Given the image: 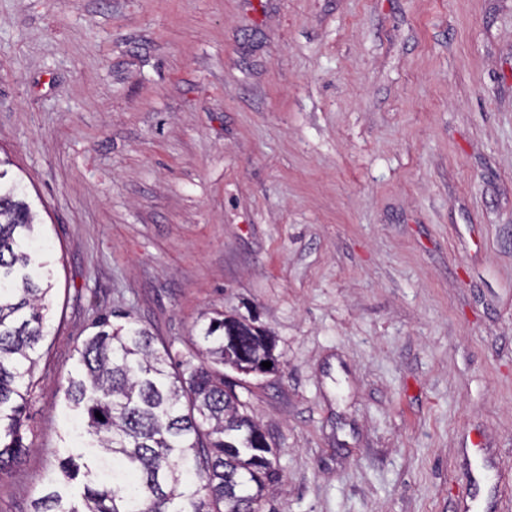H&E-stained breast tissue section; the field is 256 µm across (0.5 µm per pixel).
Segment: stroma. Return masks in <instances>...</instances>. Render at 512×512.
Masks as SVG:
<instances>
[{
	"label": "stroma",
	"instance_id": "35a3bbf8",
	"mask_svg": "<svg viewBox=\"0 0 512 512\" xmlns=\"http://www.w3.org/2000/svg\"><path fill=\"white\" fill-rule=\"evenodd\" d=\"M0 156L51 263L30 512L112 313L256 319L264 512H512V0H0Z\"/></svg>",
	"mask_w": 512,
	"mask_h": 512
}]
</instances>
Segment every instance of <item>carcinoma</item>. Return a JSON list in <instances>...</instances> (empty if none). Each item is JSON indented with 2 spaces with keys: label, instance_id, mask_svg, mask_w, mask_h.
<instances>
[{
  "label": "carcinoma",
  "instance_id": "carcinoma-1",
  "mask_svg": "<svg viewBox=\"0 0 512 512\" xmlns=\"http://www.w3.org/2000/svg\"><path fill=\"white\" fill-rule=\"evenodd\" d=\"M0 160V476L30 451L25 410L44 338L51 284L36 263L34 222L20 183ZM79 350L67 406L85 419L91 453L58 459L55 483H77L82 507L54 489L32 512H262L280 479L273 448L236 388L250 365L277 361L269 331L216 313L199 356L186 357L109 316ZM230 368L232 377L224 372ZM103 419H98L96 414Z\"/></svg>",
  "mask_w": 512,
  "mask_h": 512
}]
</instances>
